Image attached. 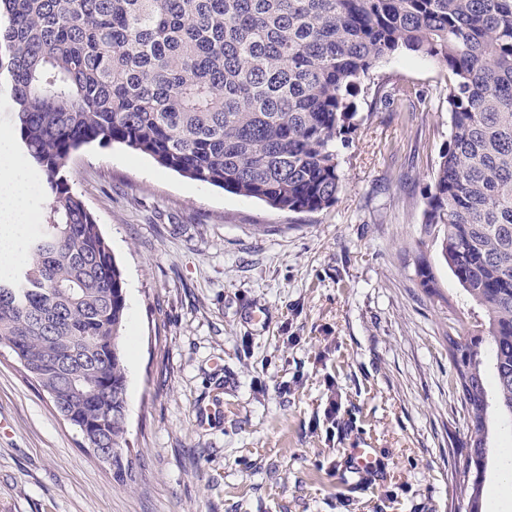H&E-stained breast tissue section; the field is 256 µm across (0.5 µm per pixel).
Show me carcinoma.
I'll use <instances>...</instances> for the list:
<instances>
[{
    "label": "carcinoma",
    "instance_id": "1",
    "mask_svg": "<svg viewBox=\"0 0 512 512\" xmlns=\"http://www.w3.org/2000/svg\"><path fill=\"white\" fill-rule=\"evenodd\" d=\"M401 52L448 72L451 133L424 233L484 312L446 336L469 418L458 505L479 507L488 417L512 431V0H0V77L23 155L43 175L41 231L0 273V347L121 474L125 283L67 162L97 143L274 209L342 191L336 142L362 81ZM378 86L375 105L412 98ZM417 275L436 278L424 256ZM81 345L74 344L75 337ZM112 399L88 400L91 388Z\"/></svg>",
    "mask_w": 512,
    "mask_h": 512
}]
</instances>
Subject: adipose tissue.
Masks as SVG:
<instances>
[{"label": "adipose tissue", "instance_id": "ef3b65f1", "mask_svg": "<svg viewBox=\"0 0 512 512\" xmlns=\"http://www.w3.org/2000/svg\"><path fill=\"white\" fill-rule=\"evenodd\" d=\"M32 191L24 161L10 150V137L0 135V267L22 258L21 239L31 221Z\"/></svg>", "mask_w": 512, "mask_h": 512}]
</instances>
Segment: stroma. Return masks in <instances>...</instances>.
I'll return each instance as SVG.
<instances>
[{
	"mask_svg": "<svg viewBox=\"0 0 512 512\" xmlns=\"http://www.w3.org/2000/svg\"><path fill=\"white\" fill-rule=\"evenodd\" d=\"M375 73L418 96L380 112L372 90L357 97L337 148L344 189L316 213L120 144L71 156V185L125 282L133 470L116 476L81 448L1 348L0 512H454L466 412L445 338L479 319L422 231L450 137L447 72L398 54ZM421 252L438 295L416 274ZM510 447L492 429L482 512H512L496 494ZM354 448L377 449L381 471L352 490L338 471Z\"/></svg>",
	"mask_w": 512,
	"mask_h": 512,
	"instance_id": "stroma-1",
	"label": "stroma"
}]
</instances>
